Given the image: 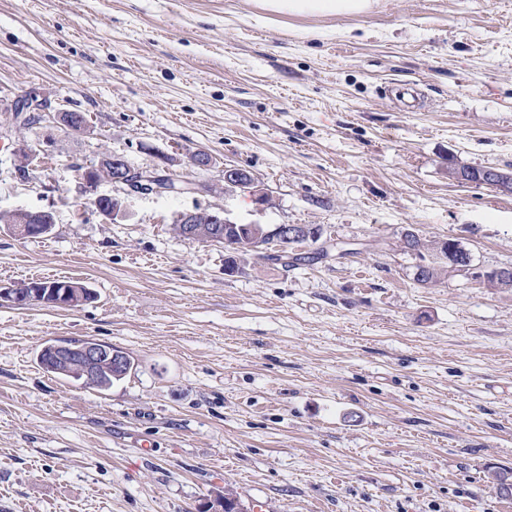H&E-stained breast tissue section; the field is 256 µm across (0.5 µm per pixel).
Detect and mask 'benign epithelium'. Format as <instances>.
I'll list each match as a JSON object with an SVG mask.
<instances>
[{
	"mask_svg": "<svg viewBox=\"0 0 512 512\" xmlns=\"http://www.w3.org/2000/svg\"><path fill=\"white\" fill-rule=\"evenodd\" d=\"M58 124L74 128L78 131L87 127L79 114L69 110L57 113ZM84 181L97 183L107 180L113 184L124 187L128 195L149 194H185L196 191V187L179 185L167 174V166L158 165L152 169L136 170L126 159L119 154H106L99 163L84 171ZM453 178L465 183L476 181L499 191L512 194V171L497 168H484L472 179L468 172L457 171ZM224 190L233 191L237 188H252L260 205L267 204L268 194L260 188L250 171L239 167H226L223 170ZM96 209L105 217L116 223L128 218L129 212L124 199L114 196H97L93 199ZM10 224L7 228L15 236L26 239L35 235L43 236L50 233L48 222L53 219V212L49 210L18 209L8 213ZM175 223L181 225L183 236L194 241L210 244H224L226 240V227H232L238 220L227 215L223 209L195 208L180 213ZM278 239L308 240L318 235V228L306 224H278L270 232ZM439 259L454 267H461L466 271L473 270L469 252L459 242H448L447 253H438ZM0 302H8L17 307H27L38 303L33 289L25 284L10 286L0 285ZM85 303V292L81 288L66 289L62 298L55 301V305L65 308H78ZM128 361L127 355L108 345L92 340H83L71 343L52 344L46 348L45 367L55 372L76 373L84 381L93 383L103 371H121Z\"/></svg>",
	"mask_w": 512,
	"mask_h": 512,
	"instance_id": "benign-epithelium-1",
	"label": "benign epithelium"
}]
</instances>
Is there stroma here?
Masks as SVG:
<instances>
[{"label":"stroma","mask_w":512,"mask_h":512,"mask_svg":"<svg viewBox=\"0 0 512 512\" xmlns=\"http://www.w3.org/2000/svg\"><path fill=\"white\" fill-rule=\"evenodd\" d=\"M47 106L16 125L14 103ZM77 109L72 132L54 115ZM33 161L15 170V151ZM208 151L215 168L190 165ZM107 153L168 157L196 183L125 196L82 183ZM269 193L224 191L222 167ZM512 169V0H378L364 14H270L254 0H0V284L74 279V309L0 304V512H512V194L449 168ZM125 197L112 222L95 195ZM310 224L291 267L224 272L178 213ZM458 240L476 275L414 281L400 238ZM93 339L129 375L49 373L45 344ZM4 215L11 217L10 220L3 219L12 223L6 225L9 231L22 239L32 238L34 235L41 237L50 233L51 227L49 224L41 223L51 222L54 217L53 212L49 210L26 209L14 210Z\"/></svg>","instance_id":"stroma-1"}]
</instances>
